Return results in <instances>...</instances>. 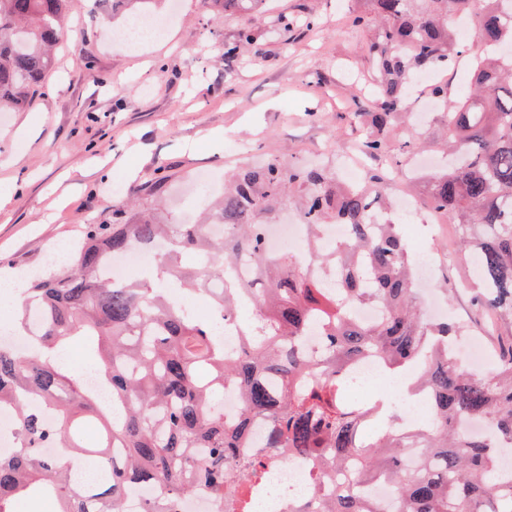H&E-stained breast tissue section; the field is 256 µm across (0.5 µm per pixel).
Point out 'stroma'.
<instances>
[{"label": "stroma", "mask_w": 512, "mask_h": 512, "mask_svg": "<svg viewBox=\"0 0 512 512\" xmlns=\"http://www.w3.org/2000/svg\"><path fill=\"white\" fill-rule=\"evenodd\" d=\"M360 0H267L262 15L213 18L202 0H153L151 14L175 12L165 35L131 50L108 42L124 15L112 0H75L43 92L18 112H0V178L16 183L0 211V268L45 264L52 245L109 219L133 199L160 222L200 217L215 195L204 171L230 173L276 158L294 167L323 164L346 177L345 153L360 140L354 113L377 107L368 30L350 26ZM288 14L299 24L280 30ZM316 15L314 26L302 24ZM251 52L234 60L224 45L243 27ZM79 44L74 56L70 44ZM34 124L23 137L15 130ZM224 150L211 151V131ZM408 246L457 247L454 222L430 235L419 214L400 217ZM459 267H440L433 286L449 316L480 320Z\"/></svg>", "instance_id": "stroma-1"}]
</instances>
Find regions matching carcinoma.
I'll return each mask as SVG.
<instances>
[{
	"label": "carcinoma",
	"instance_id": "carcinoma-1",
	"mask_svg": "<svg viewBox=\"0 0 512 512\" xmlns=\"http://www.w3.org/2000/svg\"><path fill=\"white\" fill-rule=\"evenodd\" d=\"M484 0L466 41L448 20L470 18L473 0H363L352 19L375 25L367 43L380 77L378 106L357 112L367 128L363 147L386 152L396 120L404 117L408 78L443 71L470 57L464 96L448 111V163L429 181L432 208L461 225L459 251L477 282L473 303L507 326L499 336L495 367L475 376L451 354L465 326L426 318L413 288L414 260L400 225L387 212L382 181L370 175L348 185L323 168L294 169L272 158L224 176V196L213 220L225 227L214 239L202 224H158L149 211L113 209L109 223L90 224L69 260L25 281L18 308L44 307L41 330L29 353L0 346V409L10 408L21 452L0 455V512L14 501L53 495L61 512H126L127 496L151 484L160 501L144 512H173L171 503L197 487L211 488L222 512H249L248 488L278 448L251 456L246 447L253 419L271 421L279 448L307 453L322 472H343L336 495L297 501L288 512H382L365 493L370 483L396 485L393 512H512V482L496 471L502 442L512 443V8ZM213 14L250 9L261 0H203ZM69 0H0V106L23 108L43 86L60 42ZM254 43L251 29L224 44L233 59ZM479 49L473 50V44ZM307 243L335 288L311 275L295 254L272 257L264 239L294 186ZM324 224H344V237L321 245ZM165 240L170 252L155 264L160 285L149 280L117 286L106 270L110 257L132 243ZM206 258L210 271H188L181 257ZM218 271L228 289L208 296L229 318L242 294L257 292L262 316L240 323L243 344L227 357L220 327L182 307L186 293ZM375 305L380 316L364 322L353 307ZM321 328L322 352L304 354L299 338ZM84 341L101 385L112 402L99 399L82 371L59 359L75 340ZM363 357L383 368H417L412 392L428 393L431 423L417 431L390 423L368 443L359 427L374 409L353 404L345 371ZM242 396L239 417L224 422L218 405L224 383ZM41 398L49 423L29 406ZM100 420L97 446L84 444L85 425ZM483 423L492 437H468L459 422ZM45 448H65L49 455Z\"/></svg>",
	"mask_w": 512,
	"mask_h": 512
}]
</instances>
